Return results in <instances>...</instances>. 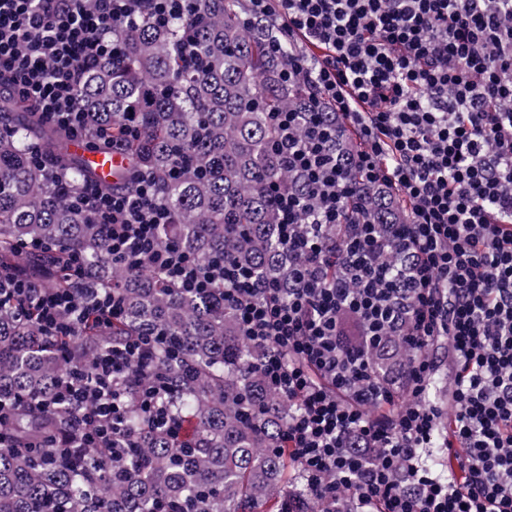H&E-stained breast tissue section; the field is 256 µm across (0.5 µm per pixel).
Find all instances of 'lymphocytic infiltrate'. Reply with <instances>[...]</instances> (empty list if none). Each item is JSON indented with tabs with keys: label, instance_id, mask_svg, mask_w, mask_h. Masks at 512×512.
Returning a JSON list of instances; mask_svg holds the SVG:
<instances>
[{
	"label": "lymphocytic infiltrate",
	"instance_id": "f902f5d3",
	"mask_svg": "<svg viewBox=\"0 0 512 512\" xmlns=\"http://www.w3.org/2000/svg\"><path fill=\"white\" fill-rule=\"evenodd\" d=\"M183 2L0 0V89L84 137L76 92L111 56L113 29L167 22ZM244 2L249 19L322 50L296 53L284 73L306 90V128L296 112L276 115L279 152L307 184L301 198L275 191L280 238L299 261L292 288L160 244L170 217L146 172L129 189L84 183L73 205L106 226L112 259L128 270L189 293L223 285L243 338L265 352L267 387L290 404L288 454L309 512H338L344 496L354 512H512V0ZM343 127L360 139L344 158ZM360 186L403 198L406 223L391 231L359 211L345 220ZM337 263L345 273L330 278ZM11 293L39 308L48 336L85 311L81 298L24 280ZM390 336L413 355L385 369L372 353ZM441 344L444 410L429 355ZM154 347L134 338L100 352L92 377L67 374L59 398L80 408L92 447L116 445L134 404L172 426L162 385L122 390L134 358ZM440 432L441 470L424 460Z\"/></svg>",
	"mask_w": 512,
	"mask_h": 512
}]
</instances>
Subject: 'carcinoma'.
Here are the masks:
<instances>
[{
    "label": "carcinoma",
    "instance_id": "1",
    "mask_svg": "<svg viewBox=\"0 0 512 512\" xmlns=\"http://www.w3.org/2000/svg\"><path fill=\"white\" fill-rule=\"evenodd\" d=\"M273 38L268 24L245 22L241 0H196L167 24L140 20L115 30L116 51L87 74L77 102L92 149H109L98 127L118 136L135 114L120 183L132 185L136 171L157 179L172 215L159 229L162 242L199 263L225 254L251 268L257 283L286 289L297 260L278 239L271 187L300 192L303 182L273 149L274 113L299 105L303 93L281 78L292 45L282 36L274 51ZM69 140L27 104L0 96V272L84 295L117 286L124 314L102 333L90 311L70 335L47 338L31 304L0 292V398L19 403L0 423L13 435L0 446V512H290L288 486L300 498L307 490L290 476L288 403L266 389L259 353L241 340L222 286L193 297L160 274L113 262L104 225L70 203L91 171L64 151ZM32 145L52 168L32 157ZM357 202L382 224L406 221L373 193ZM32 242L38 251L19 254ZM72 262L81 276L68 275ZM159 331L165 344L134 364L127 384H164L178 436L133 407L123 458L84 447L71 411L54 403L63 371L88 370L98 351ZM48 434L84 454L82 464L36 447Z\"/></svg>",
    "mask_w": 512,
    "mask_h": 512
}]
</instances>
